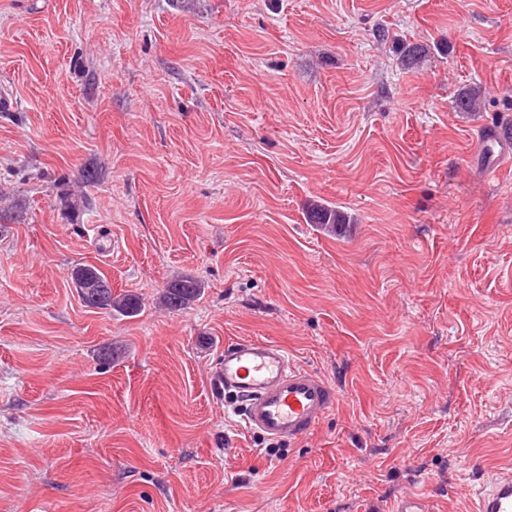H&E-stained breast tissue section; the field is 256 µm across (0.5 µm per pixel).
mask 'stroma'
Here are the masks:
<instances>
[{"mask_svg": "<svg viewBox=\"0 0 512 512\" xmlns=\"http://www.w3.org/2000/svg\"><path fill=\"white\" fill-rule=\"evenodd\" d=\"M0 86L25 207L0 226V512H470L512 465V166L476 146L512 126V0H0ZM312 200L355 224L320 232ZM78 263L144 310L85 307ZM182 276L203 295L160 309ZM240 338L335 386L309 437L242 429L215 384ZM485 92L480 85L465 88L454 99L455 107L460 112H478L481 109Z\"/></svg>", "mask_w": 512, "mask_h": 512, "instance_id": "1", "label": "stroma"}]
</instances>
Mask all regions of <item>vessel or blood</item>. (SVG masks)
Returning <instances> with one entry per match:
<instances>
[{
  "mask_svg": "<svg viewBox=\"0 0 512 512\" xmlns=\"http://www.w3.org/2000/svg\"><path fill=\"white\" fill-rule=\"evenodd\" d=\"M216 377L226 393L242 401L243 427L269 439L307 437L337 402L328 380L298 365L287 348L270 341L226 343ZM473 512H512L511 469L479 489Z\"/></svg>",
  "mask_w": 512,
  "mask_h": 512,
  "instance_id": "vessel-or-blood-1",
  "label": "vessel or blood"
}]
</instances>
